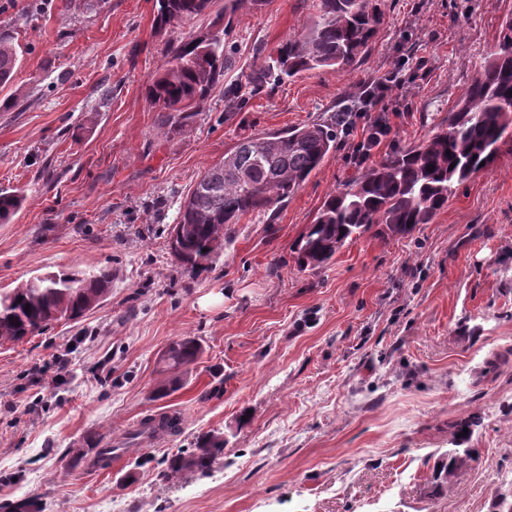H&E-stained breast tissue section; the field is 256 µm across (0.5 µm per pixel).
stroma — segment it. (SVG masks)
<instances>
[{"instance_id": "35a3bbf8", "label": "stroma", "mask_w": 512, "mask_h": 512, "mask_svg": "<svg viewBox=\"0 0 512 512\" xmlns=\"http://www.w3.org/2000/svg\"><path fill=\"white\" fill-rule=\"evenodd\" d=\"M386 26L351 73L272 81L227 112L225 86L297 34L312 0H265L228 38L236 60L189 132L157 131L145 86L173 30L153 0H0L21 47L18 106L0 111V189L22 209L0 224V289L59 270L112 266L107 300L76 322L0 345V501L36 512H492L512 483V150L402 239L368 231L318 271L291 251L328 192L361 167L359 130L275 212L237 224L204 271L168 246L180 201L244 137L328 119L394 67L403 114L372 162L426 140L494 50L512 0H383ZM202 347L181 369V337ZM68 364L57 385L56 360ZM150 415L177 431L88 471ZM475 460L432 483L464 419ZM206 431L211 470L162 479ZM200 349L199 343L194 338H181L173 342L168 348L166 359L174 367L186 366L197 359Z\"/></svg>"}]
</instances>
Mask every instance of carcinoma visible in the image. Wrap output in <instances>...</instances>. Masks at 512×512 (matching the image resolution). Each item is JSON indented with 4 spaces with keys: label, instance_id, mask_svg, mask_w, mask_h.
Returning <instances> with one entry per match:
<instances>
[{
    "label": "carcinoma",
    "instance_id": "1",
    "mask_svg": "<svg viewBox=\"0 0 512 512\" xmlns=\"http://www.w3.org/2000/svg\"><path fill=\"white\" fill-rule=\"evenodd\" d=\"M265 0H154V26L182 29L169 58L145 92L165 136L193 127L212 90L224 80L233 56L225 36L234 20L261 9ZM314 16L300 32L261 58L248 84L256 92L269 80L306 72H351L385 26L381 0H316ZM19 49L0 37V89L15 77ZM337 120L268 132L239 142L224 160L208 167L180 204L169 239L179 264L189 272L213 262L244 218L278 208L297 193L336 148ZM512 137V18L502 23L496 49L475 66L471 81L445 124L422 143L388 154L332 190L293 246L298 265L325 267L349 241L377 227L387 239L412 234L448 206L458 186L493 168ZM25 200L19 189L0 190V224H8ZM119 271L61 270L0 290V344L42 334L53 323L75 320L97 307ZM199 343L181 338L166 359L175 367L193 363ZM224 435L208 431L186 457L163 470L166 479L186 468L208 470L224 456ZM473 448H451L435 479L449 482L473 458Z\"/></svg>",
    "mask_w": 512,
    "mask_h": 512
}]
</instances>
